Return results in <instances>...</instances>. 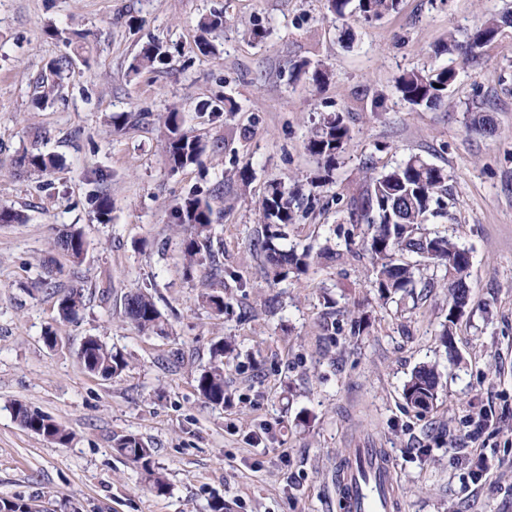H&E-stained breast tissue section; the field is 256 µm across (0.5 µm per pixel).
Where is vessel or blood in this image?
<instances>
[{"mask_svg":"<svg viewBox=\"0 0 512 512\" xmlns=\"http://www.w3.org/2000/svg\"><path fill=\"white\" fill-rule=\"evenodd\" d=\"M347 512H396L393 462L383 448H359L337 482Z\"/></svg>","mask_w":512,"mask_h":512,"instance_id":"1","label":"vessel or blood"}]
</instances>
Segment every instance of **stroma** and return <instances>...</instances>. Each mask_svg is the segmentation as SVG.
I'll return each mask as SVG.
<instances>
[{
	"mask_svg": "<svg viewBox=\"0 0 512 512\" xmlns=\"http://www.w3.org/2000/svg\"><path fill=\"white\" fill-rule=\"evenodd\" d=\"M214 11L224 31L217 52L204 53L197 22ZM510 12L512 0H401L368 22L354 11L333 18L327 0H0V204L28 217L0 224V501L43 512H210L216 499L227 512H345L336 474L350 449L374 442L392 457L399 512H512V28L468 60L444 51L449 37ZM258 25L267 36L248 43ZM153 42L169 64L132 72ZM64 56L54 101L37 105L42 77ZM303 59L327 69L323 87L291 78ZM448 65L459 75L447 105L414 109L395 94L403 72ZM226 94L239 112L203 113ZM173 104L186 129L226 148L171 171L159 115ZM473 111L492 116L494 134L469 129ZM328 112L344 113L351 138L327 173L306 141ZM120 115L128 125L116 133ZM39 152L57 155V167H15ZM414 154L447 171L448 214L433 227L471 254L452 357L440 338L448 290L379 302L363 227L351 219L366 173ZM317 176L313 207L288 226L286 243L355 256L268 286L257 247L267 185ZM99 187L112 197L105 221L91 200ZM193 193L222 212L220 282L209 263L185 270L172 230L176 203ZM74 225L90 243L79 260L51 248ZM48 263L60 272L45 286ZM75 286L91 299L65 322L58 298ZM138 290L153 296L164 333L126 318ZM218 290L220 314L204 301ZM357 306L367 315L359 326ZM48 330L55 346L43 340ZM89 335L125 354L120 376L84 369L78 350ZM224 338L237 355L215 406L197 379ZM425 363L437 364L444 387L422 411L402 389ZM16 402L64 425L72 441L25 429ZM126 434L152 448L166 494L114 452Z\"/></svg>",
	"mask_w": 512,
	"mask_h": 512,
	"instance_id": "obj_1",
	"label": "stroma"
}]
</instances>
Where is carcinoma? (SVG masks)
Returning a JSON list of instances; mask_svg holds the SVG:
<instances>
[{
  "mask_svg": "<svg viewBox=\"0 0 512 512\" xmlns=\"http://www.w3.org/2000/svg\"><path fill=\"white\" fill-rule=\"evenodd\" d=\"M399 0H357L358 10L367 21L379 20L395 11ZM505 26H512V16H491L477 27L464 41L448 38L444 50L450 55L469 57L485 46L497 41ZM201 32L199 48L210 53L215 46L207 36L224 29V14L213 12L198 22ZM167 53L155 43L143 46L135 57L131 69L153 67L166 61ZM295 77H305L316 88L328 80V74L307 61L294 64ZM458 77L453 66L411 69L395 80L398 97L413 108H435L448 101V91ZM166 129L165 155L171 170L176 171L188 164H201L209 152L208 143L198 135L184 129V117L177 108L169 109L160 116ZM469 127L485 133H493L495 126L489 116L481 111L471 113ZM350 140V129L339 113L329 114L311 130L306 148L317 157L325 171L336 165L337 156ZM19 164L37 172L53 168L56 160L51 155L24 154ZM304 198L303 188L290 187L281 180L269 184L260 205L263 222V240L260 249L264 253L265 275L274 284L286 279L289 274H305L310 267L322 259H340L342 253L324 247L316 254L304 250L284 248L278 244L282 238L281 228L296 223L300 200ZM97 214L106 219L112 212V198L101 190L93 196ZM448 176L445 170L423 160L417 155L401 161L390 169L369 178L368 186L357 201L360 221L365 224L362 242L371 257L373 279L379 300L388 302L395 297L411 296L422 276V268L411 261L417 257L425 263L444 271V287L451 290L452 298L468 290L466 282L470 266L469 253L458 246L448 235L430 231L426 224L431 217L447 214ZM213 202L197 194L188 196L175 209L176 227L183 231L181 252L187 268H192L201 259L216 263L212 250ZM76 258L87 250V241L79 228H71L53 243ZM85 306V292L72 287L58 300V313L65 321L77 319ZM126 315L143 332L162 330L164 321L152 296L142 291L127 298ZM231 351L230 344L217 343L213 349L214 363L203 371L197 380L199 394L212 405L224 404V352ZM79 358L85 370L103 379L120 375L129 365L127 358L118 350L103 343L96 336L84 338ZM443 387L441 376L433 365H422L414 370L403 387L406 400L425 396L435 402L439 389ZM15 418L29 431L56 444L67 445L72 434L50 417L30 410L22 403L13 407ZM114 450L137 467L148 487L159 495L168 491L165 476L157 470L152 460V449L132 434L122 435L114 440Z\"/></svg>",
  "mask_w": 512,
  "mask_h": 512,
  "instance_id": "cac0c4a2",
  "label": "carcinoma"
}]
</instances>
